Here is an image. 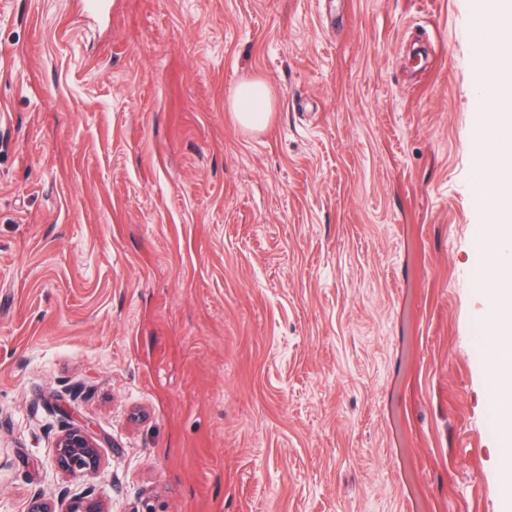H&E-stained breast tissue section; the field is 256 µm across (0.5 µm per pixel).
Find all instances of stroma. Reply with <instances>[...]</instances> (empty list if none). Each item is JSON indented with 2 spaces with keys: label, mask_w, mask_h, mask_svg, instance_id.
Instances as JSON below:
<instances>
[{
  "label": "stroma",
  "mask_w": 512,
  "mask_h": 512,
  "mask_svg": "<svg viewBox=\"0 0 512 512\" xmlns=\"http://www.w3.org/2000/svg\"><path fill=\"white\" fill-rule=\"evenodd\" d=\"M481 45L474 0H0V512H504ZM233 116L245 130H258L269 123L272 108L267 86L258 80L240 82L230 95ZM52 462L56 469L73 478L97 472L101 464L100 446L90 426H73L61 434Z\"/></svg>",
  "instance_id": "1"
}]
</instances>
